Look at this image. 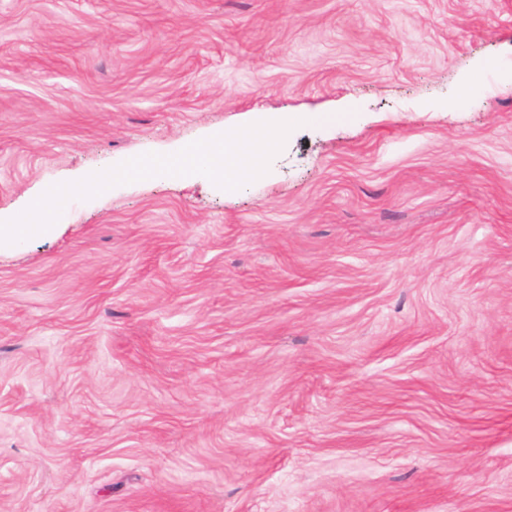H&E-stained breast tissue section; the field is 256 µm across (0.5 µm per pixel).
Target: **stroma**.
Masks as SVG:
<instances>
[{"mask_svg":"<svg viewBox=\"0 0 512 512\" xmlns=\"http://www.w3.org/2000/svg\"><path fill=\"white\" fill-rule=\"evenodd\" d=\"M0 512H512V0H0Z\"/></svg>","mask_w":512,"mask_h":512,"instance_id":"stroma-1","label":"stroma"}]
</instances>
